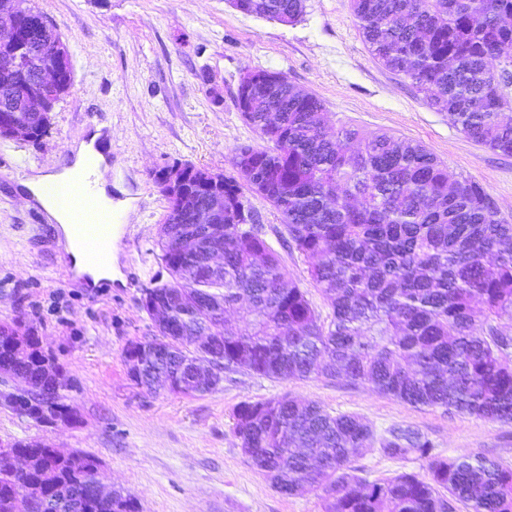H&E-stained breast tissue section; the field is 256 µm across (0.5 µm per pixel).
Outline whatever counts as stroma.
<instances>
[{"instance_id": "1", "label": "stroma", "mask_w": 512, "mask_h": 512, "mask_svg": "<svg viewBox=\"0 0 512 512\" xmlns=\"http://www.w3.org/2000/svg\"><path fill=\"white\" fill-rule=\"evenodd\" d=\"M66 43L73 87L37 142L0 139V323L23 318L70 380L78 420L46 426L0 404V444L34 440L94 456L99 477L140 512H324L323 492L279 493L243 453L233 412L243 401L288 396L350 414L376 436L394 427L428 437L436 456L472 451L512 467V424L443 408H417L370 387L313 375L287 381L224 372L196 396L148 393L127 374L125 348L155 338L146 290L169 282L158 229L168 206L158 172L191 164L233 174L234 150L260 145L236 106L241 76L271 70L314 94L331 125L387 132L425 145L481 183L512 224V156L464 136L423 92L383 67L359 33L350 0H306L295 23L244 14L228 0H33ZM112 141V199L127 206L129 241H115L117 278L99 288L76 279L45 214L26 207L20 182L67 154L94 128ZM263 237L321 322L332 311L286 244L280 214L254 200ZM373 481L425 474L424 461L363 450L352 463Z\"/></svg>"}]
</instances>
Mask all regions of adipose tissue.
<instances>
[{"label": "adipose tissue", "mask_w": 512, "mask_h": 512, "mask_svg": "<svg viewBox=\"0 0 512 512\" xmlns=\"http://www.w3.org/2000/svg\"><path fill=\"white\" fill-rule=\"evenodd\" d=\"M110 152V145L102 140L100 132L95 131L85 139L73 142L67 160L52 163L23 180L25 196L47 212L63 239L71 237V209L58 196L49 194V187L61 188L79 177L91 183L104 205H111L112 193L107 180Z\"/></svg>", "instance_id": "ef3b65f1"}]
</instances>
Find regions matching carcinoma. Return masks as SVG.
<instances>
[{"mask_svg":"<svg viewBox=\"0 0 512 512\" xmlns=\"http://www.w3.org/2000/svg\"><path fill=\"white\" fill-rule=\"evenodd\" d=\"M239 11L280 23L296 21L304 0H232ZM371 54L427 94L429 106L472 141L512 155V120L502 111L512 71L495 63L512 50V0H352ZM56 31L28 8L15 39H0V122L16 115L27 85L13 70L20 49L47 64ZM243 120L263 146L235 149L224 176V266L211 268L213 244L188 208L168 201L160 225L162 260L171 282L149 290L166 352L128 368L147 391L201 395L180 383L190 366L221 373L245 369L277 380L312 373L345 378L414 407H440L512 423V224L497 216L478 182L454 173L420 143L387 132L328 128L323 103L282 79L257 83ZM273 207L288 243L308 261L307 273L332 309L321 323L259 227L238 229L234 201L244 192ZM249 305L244 327L227 319ZM224 326L222 345L197 340ZM41 355L16 369L49 384ZM234 434L274 488L291 495L304 486L325 494V512H512V468L479 453L448 459L410 428L381 441L392 457L414 454L427 474L404 472L371 483L352 462L375 441L359 418L332 415L314 401H243ZM43 447L56 470L27 512H140L118 493L112 507L95 504L86 488L98 460L81 453L86 481ZM34 476L0 462V512H18Z\"/></svg>","mask_w":512,"mask_h":512,"instance_id":"carcinoma-1","label":"carcinoma"}]
</instances>
